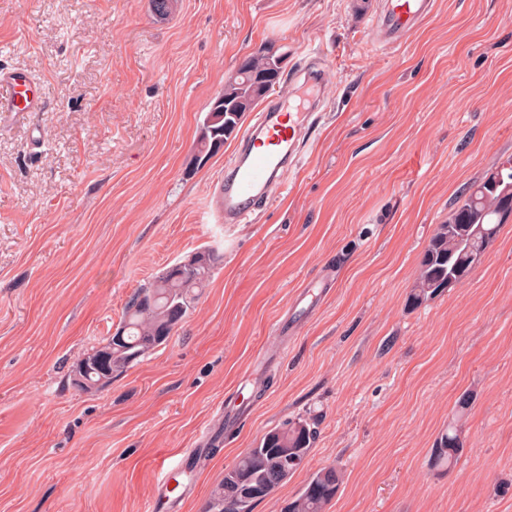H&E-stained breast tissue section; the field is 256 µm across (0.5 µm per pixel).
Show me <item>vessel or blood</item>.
<instances>
[{
  "label": "vessel or blood",
  "mask_w": 512,
  "mask_h": 512,
  "mask_svg": "<svg viewBox=\"0 0 512 512\" xmlns=\"http://www.w3.org/2000/svg\"><path fill=\"white\" fill-rule=\"evenodd\" d=\"M435 0H385L376 24L378 39H402L433 11ZM46 99L42 85L22 69L0 71V114L41 111ZM297 112L265 114L253 146L225 174L218 186L216 208L225 223H239L255 201L299 156Z\"/></svg>",
  "instance_id": "obj_1"
}]
</instances>
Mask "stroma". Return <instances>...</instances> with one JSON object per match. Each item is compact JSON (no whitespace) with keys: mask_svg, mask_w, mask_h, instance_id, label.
Segmentation results:
<instances>
[{"mask_svg":"<svg viewBox=\"0 0 512 512\" xmlns=\"http://www.w3.org/2000/svg\"><path fill=\"white\" fill-rule=\"evenodd\" d=\"M0 0V67L44 85L0 117V512H145L162 461L197 451L180 512L269 429L306 418L302 467L328 512H512V219L461 283L409 306L422 254L469 187L512 157V0H435L396 45L383 0ZM281 55L273 98L322 107L298 166L241 223L213 208L229 139L193 162L239 61ZM218 260L165 345L102 392L73 364L137 288L196 252ZM451 470L431 450L458 409ZM341 476L335 468H324L314 473L303 488L287 502L281 512H326L336 497Z\"/></svg>","mask_w":512,"mask_h":512,"instance_id":"35a3bbf8","label":"stroma"}]
</instances>
